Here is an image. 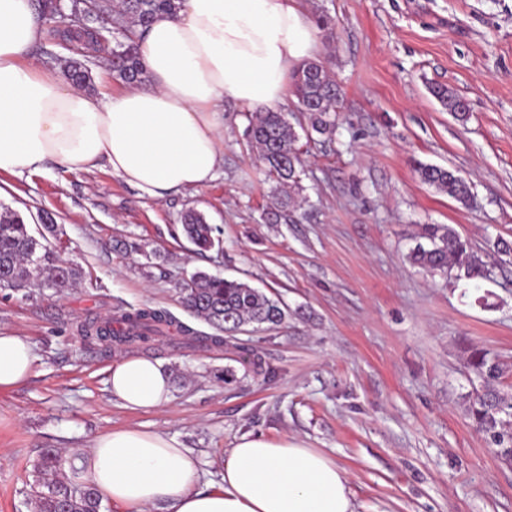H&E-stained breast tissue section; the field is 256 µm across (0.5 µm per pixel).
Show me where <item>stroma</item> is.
<instances>
[{"label": "stroma", "instance_id": "35a3bbf8", "mask_svg": "<svg viewBox=\"0 0 512 512\" xmlns=\"http://www.w3.org/2000/svg\"><path fill=\"white\" fill-rule=\"evenodd\" d=\"M329 14L319 57L342 90L333 142L304 156L307 201L268 224L264 164L247 120L224 106L216 178L151 200L108 169L0 174V203L57 226L51 243L81 271L59 291L0 290V333L33 346L22 384L0 390V512H34L26 491L48 448L85 450L107 432L175 437L221 485L224 456L245 434L284 436L346 470L355 512H512V468L476 431L462 398L478 387L472 347L504 365L512 391V0H301ZM465 98L456 121L431 94ZM470 179L464 206L421 181L419 164ZM203 212L222 245L198 254L180 214ZM447 224L482 257L487 276L451 282L406 260L419 225ZM142 245L124 256L113 239ZM277 297L284 322L243 327L220 347L168 336L99 342L80 323L117 309L171 313L195 335L214 330L187 311L178 284L195 269ZM159 360L166 406L133 411L113 398L110 368Z\"/></svg>", "mask_w": 512, "mask_h": 512}]
</instances>
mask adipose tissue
Wrapping results in <instances>:
<instances>
[{"instance_id":"ef3b65f1","label":"adipose tissue","mask_w":512,"mask_h":512,"mask_svg":"<svg viewBox=\"0 0 512 512\" xmlns=\"http://www.w3.org/2000/svg\"><path fill=\"white\" fill-rule=\"evenodd\" d=\"M43 29L32 0H0V173L104 166L151 199L213 180L221 102L249 112L286 103L289 73L320 50L299 0H183L137 33L149 85L111 96L35 64ZM34 360L27 340L0 333V389L24 382ZM109 385L131 410L171 400L155 359L121 361ZM73 466L76 481L128 512H355L346 471L294 438L241 436L216 489L201 487L191 449L157 431L108 432Z\"/></svg>"}]
</instances>
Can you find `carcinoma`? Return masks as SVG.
<instances>
[{
  "label": "carcinoma",
  "mask_w": 512,
  "mask_h": 512,
  "mask_svg": "<svg viewBox=\"0 0 512 512\" xmlns=\"http://www.w3.org/2000/svg\"><path fill=\"white\" fill-rule=\"evenodd\" d=\"M40 14L48 22L46 36L62 40L105 31L106 25L119 14L126 27L118 31L112 48V77L129 86H142L149 75L141 60L133 29L146 28L159 13L174 14L181 0H37ZM71 80L89 86L92 80L87 63L65 60ZM291 88L296 109L304 115L308 128L330 142L336 133V112L341 102V89L326 65L319 60L302 62L291 73ZM433 95L457 119L469 115L467 101L441 87ZM246 136L266 165L267 181L274 184L275 206L264 213L268 223L278 222L295 198L302 192L304 171L299 135L288 120V113L259 109L247 114ZM421 180L464 206L470 205V183L455 172L435 165L418 166ZM186 239L199 251L220 247L216 228L205 215L187 209L181 216ZM55 233L52 217L45 216L42 230L35 233L23 216L0 204V289L22 291L33 283L43 288L71 287L80 278L73 265L59 260L51 249L47 235ZM420 241L408 253L411 265L430 274H441L450 280L476 279L486 276L485 265L470 243L447 224H422ZM184 306L211 327L232 332L253 324L261 329L278 326L285 320L284 305L268 297L248 283L210 274L193 272L180 283ZM176 328L183 335L192 334L165 310L140 309L123 311L105 321H88L81 325L82 335L98 340L118 342L147 341ZM469 365L482 381L479 389L465 396L466 411L477 431L485 434L498 448L512 447V395L500 391L496 383L504 374L503 365L479 348L470 352ZM63 456L54 449L46 450L34 464V480L30 485L36 512H101V498L89 485L75 484L62 473Z\"/></svg>",
  "instance_id": "1"
}]
</instances>
